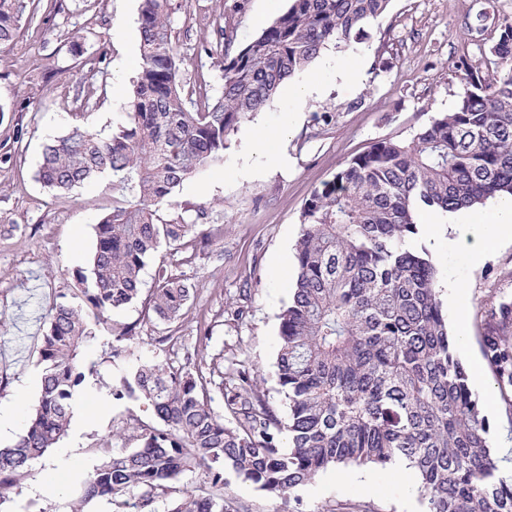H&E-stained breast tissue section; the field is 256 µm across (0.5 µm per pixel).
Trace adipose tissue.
I'll use <instances>...</instances> for the list:
<instances>
[{"instance_id": "1", "label": "adipose tissue", "mask_w": 512, "mask_h": 512, "mask_svg": "<svg viewBox=\"0 0 512 512\" xmlns=\"http://www.w3.org/2000/svg\"><path fill=\"white\" fill-rule=\"evenodd\" d=\"M446 221L460 232L472 259L482 260L503 239L512 240V195H500L490 207L472 214L447 213Z\"/></svg>"}]
</instances>
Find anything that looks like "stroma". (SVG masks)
<instances>
[{"mask_svg": "<svg viewBox=\"0 0 512 512\" xmlns=\"http://www.w3.org/2000/svg\"><path fill=\"white\" fill-rule=\"evenodd\" d=\"M139 0H54L40 18L24 26L16 46L0 50V409L14 412L16 428L0 438L8 446L27 427L40 395L39 349L53 305L71 300L76 270L89 269L95 226L112 208L107 178L89 180L67 194H54L36 179L46 143L75 126L108 135L127 118L133 82L140 70ZM288 0H171L170 23L182 62L186 91L208 99L224 91L222 55L206 56L218 27H226L235 47L250 44L281 15ZM512 16V0H391L386 13L367 28L358 44L366 78L342 84L323 74L325 93L296 107L288 85L231 134L221 164L185 181L174 199L183 208L205 205L212 220L208 241L192 260L181 261L169 247L157 257L194 284L183 318L165 326L149 305L153 265L142 272V291L132 304L114 311L113 321L137 327L134 356L124 365L112 359L107 339L89 345L96 364L84 383V421L71 422L64 436L10 491V512H65L78 495L74 471L89 472L103 442L137 447V424L155 425L137 394L115 400L109 386L121 368L142 363L184 365L183 356L159 350L165 330L180 336L193 361L223 354L225 362L258 371L257 392L279 417L288 401L276 377L279 315L291 298L292 283L279 267L294 254L302 231L301 214L311 192L333 179L345 161L381 139L409 140L440 113L452 111L464 92L454 61L479 13ZM94 87L88 104L78 94ZM27 102L25 111L13 104ZM297 112L289 123V112ZM279 129L285 162L252 153L253 129ZM440 284H459L467 293V325L455 349L466 366H478L480 381L470 389L488 426L494 451L512 449V397L496 380L483 350L491 336L512 335V327L492 319V305L512 303V241L500 243L482 261L469 259L461 244L446 247L435 262ZM244 308L242 320L232 313ZM208 339H201V330ZM64 477L50 492L36 487L47 472ZM224 499L232 512H428L419 486L403 484L392 467L339 466L320 471L284 501L224 472Z\"/></svg>", "mask_w": 512, "mask_h": 512, "instance_id": "stroma-1", "label": "stroma"}]
</instances>
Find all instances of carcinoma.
<instances>
[{
	"label": "carcinoma",
	"mask_w": 512,
	"mask_h": 512,
	"mask_svg": "<svg viewBox=\"0 0 512 512\" xmlns=\"http://www.w3.org/2000/svg\"><path fill=\"white\" fill-rule=\"evenodd\" d=\"M390 0H289L256 39L224 57V92L202 103L178 84V46L169 0H140L142 66L127 120L99 137L79 126L46 144L37 179L51 192L112 176V210L96 224L90 274L78 269L74 301L48 313L39 351L41 389L25 433L0 448V506L32 463L63 438L95 363L86 343L112 337L113 360L134 355L135 327L110 313L135 301L141 272L166 245L192 242L210 219L173 200L187 179L223 161L228 136L264 109L282 82L309 68L322 47L351 51ZM35 0H0V50L14 46ZM482 71L464 53L456 108L409 141L383 139L315 189L295 244L296 281L280 314L277 382L288 400L281 420L257 394L258 374L205 363L195 370L142 364L108 388L140 392L160 426H141L140 446L102 457L68 512L106 497L113 512H229L224 495L180 487L187 473L224 488L229 466L245 482L287 499L328 467L416 469L429 512H512V485L496 479L488 427L456 357L438 291V269L405 247L417 207L458 210L512 195V17L495 23ZM150 295L157 321L173 324L194 297L187 279L160 262ZM494 363L512 360V341L486 345ZM219 394L224 415L213 408Z\"/></svg>",
	"instance_id": "cac0c4a2"
}]
</instances>
